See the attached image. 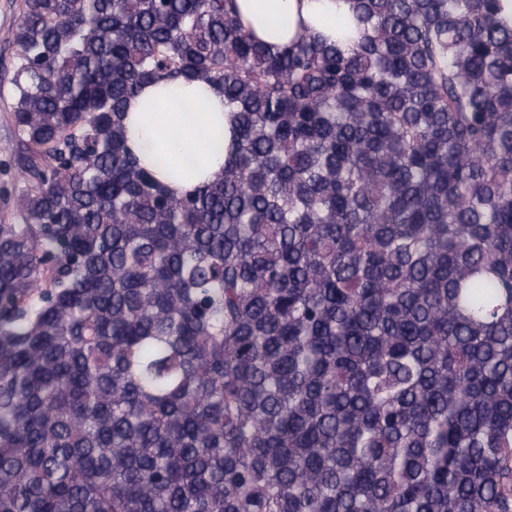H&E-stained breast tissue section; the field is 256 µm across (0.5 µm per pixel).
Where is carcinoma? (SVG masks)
Here are the masks:
<instances>
[{
  "label": "carcinoma",
  "mask_w": 512,
  "mask_h": 512,
  "mask_svg": "<svg viewBox=\"0 0 512 512\" xmlns=\"http://www.w3.org/2000/svg\"><path fill=\"white\" fill-rule=\"evenodd\" d=\"M352 11L21 0L0 512H512V20ZM195 80L235 146L177 197L123 118ZM348 0H236L243 26L271 44H289L300 29L320 34L352 48L354 31ZM349 32L352 40L344 37Z\"/></svg>",
  "instance_id": "carcinoma-1"
}]
</instances>
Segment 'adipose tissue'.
Here are the masks:
<instances>
[{
  "label": "adipose tissue",
  "mask_w": 512,
  "mask_h": 512,
  "mask_svg": "<svg viewBox=\"0 0 512 512\" xmlns=\"http://www.w3.org/2000/svg\"><path fill=\"white\" fill-rule=\"evenodd\" d=\"M243 26L271 44L306 29L329 40L352 31L348 0H236ZM128 144L177 194L224 172L233 121L222 94L202 82L144 85L126 108Z\"/></svg>",
  "instance_id": "adipose-tissue-1"
}]
</instances>
